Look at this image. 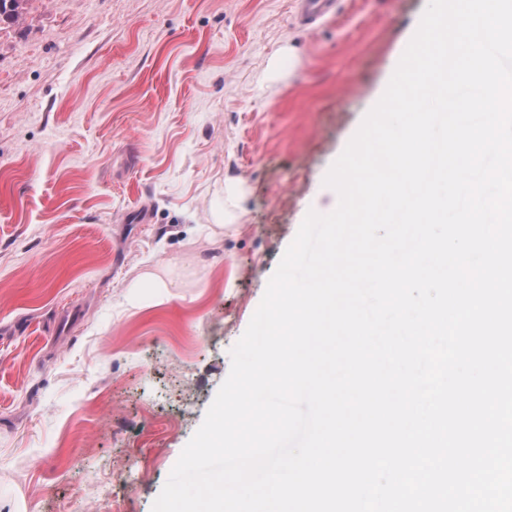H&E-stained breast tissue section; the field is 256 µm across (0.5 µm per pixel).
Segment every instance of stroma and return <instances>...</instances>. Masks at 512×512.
Instances as JSON below:
<instances>
[{
  "instance_id": "stroma-1",
  "label": "stroma",
  "mask_w": 512,
  "mask_h": 512,
  "mask_svg": "<svg viewBox=\"0 0 512 512\" xmlns=\"http://www.w3.org/2000/svg\"><path fill=\"white\" fill-rule=\"evenodd\" d=\"M426 5L307 27L295 0H30L0 23V512H153Z\"/></svg>"
}]
</instances>
